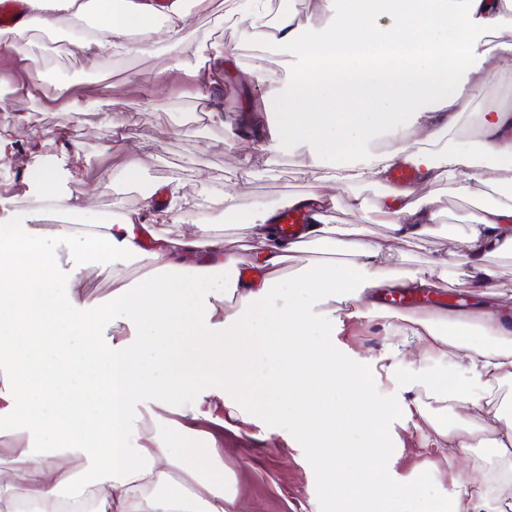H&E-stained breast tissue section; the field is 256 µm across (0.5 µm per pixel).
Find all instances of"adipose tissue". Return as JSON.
I'll return each mask as SVG.
<instances>
[{
    "mask_svg": "<svg viewBox=\"0 0 512 512\" xmlns=\"http://www.w3.org/2000/svg\"><path fill=\"white\" fill-rule=\"evenodd\" d=\"M13 27L0 30V54L26 89L29 44L24 36L52 32L71 18L93 13V31L72 38L89 71L112 55L129 52L127 37L159 39L175 57L190 54V13L182 0L157 12L152 0H130L116 13L113 0H26ZM271 0H240L229 20L247 44L278 47L293 62L261 108L234 123L256 132L261 151H302L313 165L333 160L330 174L314 175L308 198L287 204L308 210L301 241L278 234L275 210L244 211L239 193L218 198L226 217L249 232L251 252L224 247L211 227H197L158 250L142 248L147 221H172L185 203L171 188L167 209L141 208L84 232V254L68 269L46 252L38 212L14 213L0 224V425L27 437L17 455L0 456V501L13 498L18 469L31 475L26 512H231L230 482L204 448L193 420L221 402L229 416L259 424L295 441L320 467L330 488L361 486L354 512H379L388 484L366 463V450L348 445L352 432L371 447L391 450V419L412 424L448 463L469 449L506 462L495 472L465 465L459 490L429 512H512V424L477 438L475 413L499 417L495 393L512 386V314L485 307L467 316L428 311L398 315L401 341L379 369L353 362L336 347L337 326L376 313L365 289L422 288L447 276L450 261L438 252L427 266L393 276L398 243L422 245L439 211L433 195L391 189L378 209L389 235L371 240L366 225L333 224L336 192L348 190V207L363 212L357 186L386 181L390 167L406 163L423 184L446 183L464 196L480 184L500 200L478 207L460 237L458 260L471 267V285L492 295L498 272L488 256L512 253V182L481 179L512 161V110L475 106L478 88L493 78L512 80V0H335L330 24L315 27L296 12L268 24ZM468 119L470 135L456 129ZM63 165L29 173L34 191L55 207L83 214L81 195L64 191ZM324 260L285 274L287 255L304 246ZM208 249L205 265L181 262L183 252ZM258 264L259 278L238 281L242 260ZM135 268L137 278L105 299H82L77 287L91 262ZM277 369L263 382L277 402L260 412L244 390L252 355ZM453 357L465 378L455 389L435 385L430 398L454 401L452 417L433 414L414 396L415 381L399 370L410 359ZM390 401L374 400L381 378ZM359 379L361 395L350 411L336 406L346 381ZM82 459L73 470V459Z\"/></svg>",
    "mask_w": 512,
    "mask_h": 512,
    "instance_id": "obj_1",
    "label": "adipose tissue"
}]
</instances>
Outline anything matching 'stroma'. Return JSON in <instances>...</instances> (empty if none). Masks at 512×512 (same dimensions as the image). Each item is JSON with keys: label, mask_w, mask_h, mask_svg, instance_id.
Listing matches in <instances>:
<instances>
[{"label": "stroma", "mask_w": 512, "mask_h": 512, "mask_svg": "<svg viewBox=\"0 0 512 512\" xmlns=\"http://www.w3.org/2000/svg\"><path fill=\"white\" fill-rule=\"evenodd\" d=\"M233 6L234 0H203L192 18L203 55L221 50L229 57L231 69L226 77L239 90L218 98L227 116L241 113L247 105L260 104L288 68L287 55L277 48H267L260 55L239 43L236 31L223 21L224 13ZM81 29L79 20L72 19L64 22L62 33L46 35L33 50L28 93L0 101V221L18 209L36 210L45 217L56 214L52 205L32 194L28 183L27 169L41 151L14 119L15 114L28 112L42 129H65L64 142L50 145V152H60L66 143L80 146L78 154L66 158L68 167L78 170L80 180L67 183L66 188L89 197L91 211L84 217L58 214L60 223L76 225L86 220L108 224L137 209L144 195L165 194L171 186H179L189 204L175 221L156 224V237L145 240L148 251L154 250L157 236L173 238L199 224L221 225L225 249H235L245 231L225 222L222 208L213 200L214 195L233 186H240L239 203L246 209L280 211L288 196L311 191L309 159L302 152L269 154L260 151L254 140L243 146L229 145L225 128L199 110L196 77L160 44L153 42L142 51L113 57L91 73L81 57L70 52L68 36ZM258 60L269 73L268 81L261 85L248 75ZM56 81L74 84L94 100V107L71 118L63 102L53 97ZM107 112L123 113L127 119L126 141L142 167L139 184L124 180L125 154L104 149L111 137L102 123ZM247 152L253 156L248 165L242 162ZM388 189L385 183L361 187L359 193L366 202L361 213L348 208L345 196H338L329 213L331 223L365 224L374 239H383L387 228L376 205ZM431 192L440 209L436 232L427 248L405 247L400 270L406 274L426 267L431 251L459 252L458 237L475 205L489 200L485 194L473 198L450 193L444 184L434 185ZM135 276V271L119 265L92 268L80 282L82 296L89 301L104 298L119 282L132 281ZM397 342L388 319L381 317L346 321L336 336L337 346L365 365L374 364ZM194 428L210 441L233 478L235 512H331L332 492L301 448L268 429L235 418L221 424L201 418ZM393 429L401 446L391 463L399 474L415 478L420 498L409 503L388 491L383 512H425L433 499L452 496L457 490L455 469L430 470L440 457L439 450L424 447L413 426L397 421Z\"/></svg>", "instance_id": "1"}]
</instances>
